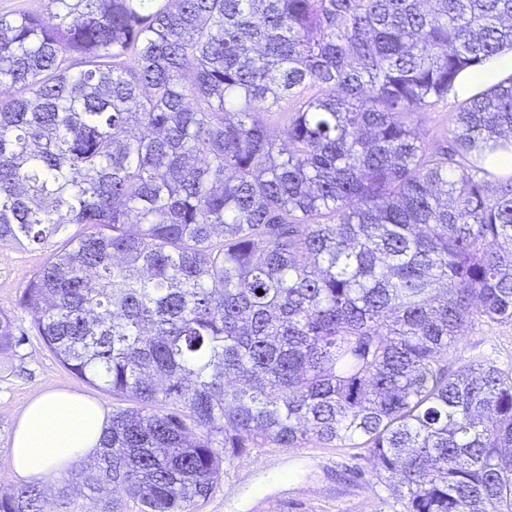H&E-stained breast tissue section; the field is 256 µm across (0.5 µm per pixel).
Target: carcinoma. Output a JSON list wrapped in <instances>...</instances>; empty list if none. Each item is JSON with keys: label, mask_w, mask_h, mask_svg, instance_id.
Listing matches in <instances>:
<instances>
[{"label": "carcinoma", "mask_w": 512, "mask_h": 512, "mask_svg": "<svg viewBox=\"0 0 512 512\" xmlns=\"http://www.w3.org/2000/svg\"><path fill=\"white\" fill-rule=\"evenodd\" d=\"M39 2L0 14V246L52 247L21 305L134 403L58 512H196L223 459L312 443L403 512H512V375L445 359L512 323V78L420 129L512 0ZM457 101L448 98V102L439 108L427 112L423 127L432 135L435 131L448 130L452 126V116L456 110Z\"/></svg>", "instance_id": "1"}]
</instances>
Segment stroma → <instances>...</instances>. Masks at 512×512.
I'll return each mask as SVG.
<instances>
[{
    "label": "stroma",
    "mask_w": 512,
    "mask_h": 512,
    "mask_svg": "<svg viewBox=\"0 0 512 512\" xmlns=\"http://www.w3.org/2000/svg\"><path fill=\"white\" fill-rule=\"evenodd\" d=\"M48 250L0 247V312L22 342L0 353V493L19 486L6 463L18 417L49 390H68L100 404L119 406L110 391L68 372L36 335L32 317L19 302ZM453 366L493 364L512 371V324L477 322L459 336ZM392 486L376 477L368 449L311 444L304 448H252L225 459L220 478L198 512H399Z\"/></svg>",
    "instance_id": "35a3bbf8"
}]
</instances>
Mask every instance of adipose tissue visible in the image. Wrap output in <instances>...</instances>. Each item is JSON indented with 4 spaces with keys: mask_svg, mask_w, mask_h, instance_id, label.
Masks as SVG:
<instances>
[{
    "mask_svg": "<svg viewBox=\"0 0 512 512\" xmlns=\"http://www.w3.org/2000/svg\"><path fill=\"white\" fill-rule=\"evenodd\" d=\"M512 77V49L495 59L464 70L451 92L462 100ZM106 425L104 409L72 392L53 390L32 400L15 428L7 462L18 478L34 483H56L71 465L92 454Z\"/></svg>",
    "mask_w": 512,
    "mask_h": 512,
    "instance_id": "ef3b65f1",
    "label": "adipose tissue"
}]
</instances>
